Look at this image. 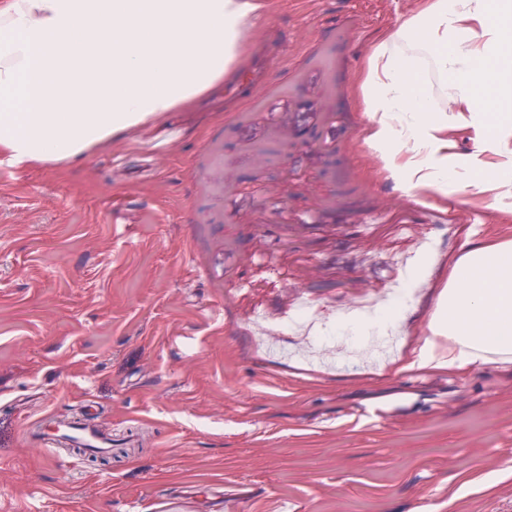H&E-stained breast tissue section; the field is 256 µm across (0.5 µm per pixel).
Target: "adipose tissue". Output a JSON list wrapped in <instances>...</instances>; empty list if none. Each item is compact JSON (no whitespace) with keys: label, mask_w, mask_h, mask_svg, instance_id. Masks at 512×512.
Wrapping results in <instances>:
<instances>
[{"label":"adipose tissue","mask_w":512,"mask_h":512,"mask_svg":"<svg viewBox=\"0 0 512 512\" xmlns=\"http://www.w3.org/2000/svg\"><path fill=\"white\" fill-rule=\"evenodd\" d=\"M255 0H0V165L63 163L187 106L238 58ZM444 76L434 110L426 61ZM364 143L407 191L512 213V0H430L375 49ZM470 129L476 150L449 153ZM496 157L487 166L484 154ZM416 365L512 363V241L465 242Z\"/></svg>","instance_id":"obj_1"}]
</instances>
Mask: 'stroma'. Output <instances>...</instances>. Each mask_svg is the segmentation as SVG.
Returning <instances> with one entry per match:
<instances>
[{
	"mask_svg": "<svg viewBox=\"0 0 512 512\" xmlns=\"http://www.w3.org/2000/svg\"><path fill=\"white\" fill-rule=\"evenodd\" d=\"M258 2L236 69L290 42L251 101L0 168V512H512V364L411 366L462 244L512 215L367 164L358 76L421 0ZM288 124L319 136L258 166ZM84 405L107 461L32 438Z\"/></svg>",
	"mask_w": 512,
	"mask_h": 512,
	"instance_id": "35a3bbf8",
	"label": "stroma"
}]
</instances>
